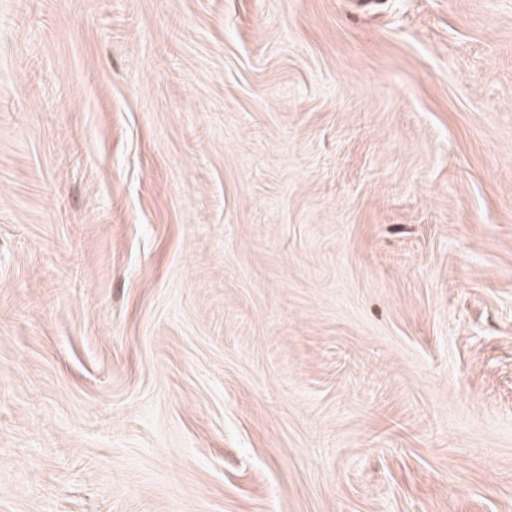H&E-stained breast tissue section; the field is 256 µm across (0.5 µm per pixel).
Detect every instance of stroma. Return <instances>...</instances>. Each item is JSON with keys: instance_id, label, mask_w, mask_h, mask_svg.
<instances>
[{"instance_id": "1", "label": "stroma", "mask_w": 512, "mask_h": 512, "mask_svg": "<svg viewBox=\"0 0 512 512\" xmlns=\"http://www.w3.org/2000/svg\"><path fill=\"white\" fill-rule=\"evenodd\" d=\"M0 512H512V0H0Z\"/></svg>"}]
</instances>
